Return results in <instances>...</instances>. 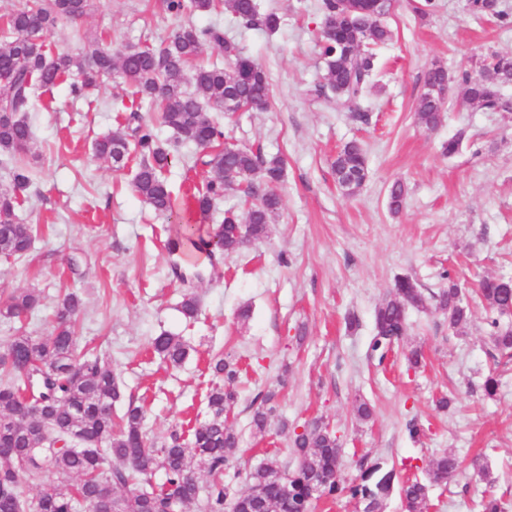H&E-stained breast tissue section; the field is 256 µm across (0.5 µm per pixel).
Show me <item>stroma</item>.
<instances>
[{
  "mask_svg": "<svg viewBox=\"0 0 512 512\" xmlns=\"http://www.w3.org/2000/svg\"><path fill=\"white\" fill-rule=\"evenodd\" d=\"M423 2L394 0L385 18L392 38L377 50L365 123L335 99L312 94L325 75L316 39L320 0H260L282 17L272 34L244 29L226 11L175 17L161 0H90L82 18L47 37L52 49L81 57L95 38L117 54L161 45L186 23L217 26L267 75L266 109L218 117L229 142L285 161L282 206L260 243L213 253L202 267L179 261L190 245L176 217L156 214L132 191L135 162L120 168L93 149L96 138L128 131L132 88L116 71L86 98L61 83L50 105L29 113L33 140L21 160L31 184L16 214L33 225L34 237L27 255L0 258V301L23 290L42 297L24 323L33 335L50 332L60 295L80 296L78 346L111 359L124 389L114 413L122 415L129 400L143 406L150 441L187 433L205 418L214 355L239 370L238 397L225 411L239 437L225 475L233 492L247 490V473L267 457L292 461L293 428L320 418L341 440L346 479L358 476L365 455L399 478L422 479L432 459L450 452L461 467L448 486L431 487L429 512H477L487 495L512 512V363L495 355L485 306L475 303L461 335L435 305L408 308L407 334L385 366L369 356L374 310L397 276L412 277L427 294L443 287L451 268L472 281L512 277V115L465 103L454 81L461 71L478 73L487 49L512 54V25L480 17L470 0H433L422 16L415 8ZM434 63L453 81L428 131L416 112ZM142 115L172 155L164 176L174 194L204 183L210 169L202 149L178 142L157 113ZM459 132L463 150L443 156L442 142ZM352 139L366 151L369 174L348 195L331 163ZM397 180L407 196L395 213L388 191ZM187 293L200 300L191 321L180 312ZM164 332L188 347L181 367H168L151 347ZM414 348L425 358L417 369L405 359ZM491 375L498 390L488 398L482 385ZM269 392L272 411L259 433L251 418ZM445 395L455 403L442 411L436 402ZM361 399L373 407L366 421L354 415ZM413 419L422 427L416 440L406 431ZM477 457L490 479L472 468Z\"/></svg>",
  "mask_w": 512,
  "mask_h": 512,
  "instance_id": "stroma-1",
  "label": "stroma"
}]
</instances>
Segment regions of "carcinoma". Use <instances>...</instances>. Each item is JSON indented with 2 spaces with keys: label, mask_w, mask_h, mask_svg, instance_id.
Listing matches in <instances>:
<instances>
[{
  "label": "carcinoma",
  "mask_w": 512,
  "mask_h": 512,
  "mask_svg": "<svg viewBox=\"0 0 512 512\" xmlns=\"http://www.w3.org/2000/svg\"><path fill=\"white\" fill-rule=\"evenodd\" d=\"M174 15L212 13L223 8L246 28L277 32L282 17L261 11L257 0H163ZM89 0H27L6 21L8 35L0 39V164L11 166V187L0 190V254L20 258L29 251L33 228L17 220L16 209L28 190L30 177L18 164L28 150L32 130L26 112L34 106L38 90L54 87L73 71L81 75L71 91L87 95L99 79L119 70L132 87L139 103L147 102L160 112L162 123L178 138L197 147H219L224 130L211 115L225 109V102L249 99L254 109L267 107L269 83L261 66L220 30L194 25L181 26L170 41L159 48L133 46L119 56L93 46L86 61L65 52L54 53L45 36L63 20L86 14ZM344 0H321L323 15L319 48L326 66L325 83L317 89L329 91L350 112L360 111V102L373 84L378 68L376 48L386 43L390 30L382 19L351 10ZM206 42L224 51V64L198 62ZM487 69L477 75L464 71L457 81L464 96L478 100L484 110L507 112L512 100L501 92L496 74L512 72V60L489 50ZM191 85L193 90L186 89ZM418 112V123L427 130L436 127L445 103L442 75L427 73ZM131 137L108 134L95 143L96 153L122 164L135 153L140 162L132 179L134 193L160 214H172L175 200L162 172L171 162L169 152L157 141L154 128L132 110ZM203 164L211 176L205 187L191 196L201 217L224 197V173L235 172L244 197L251 201L245 220L232 209L224 212V223L212 231L187 224L184 234L199 249L212 246L227 255L240 252L245 244L268 236L270 224L280 209L275 191L283 176L284 160L266 158L261 151L232 147L206 154ZM336 182L347 194L365 182L368 168L363 146L344 144L332 162ZM406 188L392 183L388 200L391 210L403 206ZM448 285L431 294L435 307L448 320V329L465 333L472 323L471 299L459 275H445ZM476 294L486 304L485 324L493 349L503 359L512 358V324L501 317L512 314V277H486ZM425 295L407 276L395 280L389 297L374 313V336L370 355L383 364L387 354L407 333L406 309L425 307ZM41 303L35 291H22L0 302V321L21 323ZM82 306L75 293L57 303L54 326L47 336H34L17 328L7 349L0 353V512H185L199 504L202 512H311L314 503L341 492L368 512L399 490L406 512H428V484L448 485L460 468L456 455L443 453L427 470L429 483L418 479L398 483L395 469L361 457L359 478L346 483L340 473V440L321 419H314L294 434L295 464L288 467L273 456L250 473V488L256 495L230 494L224 484V469L230 465L229 451L238 444L234 429L224 420V411L236 398L237 370L224 355L213 358L211 369L222 378L207 397L208 417L192 429L190 437L177 433L158 444L143 435L144 408L129 404L119 420L112 418V405L123 398L118 376L109 359L98 353H78L76 316ZM154 350L163 360L180 366L188 355L184 342L168 333L155 337ZM207 470L209 481L199 484L194 464ZM164 475L159 487L152 485L156 473ZM52 474L49 481L43 475ZM27 485L38 487L33 497Z\"/></svg>",
  "instance_id": "carcinoma-1"
}]
</instances>
